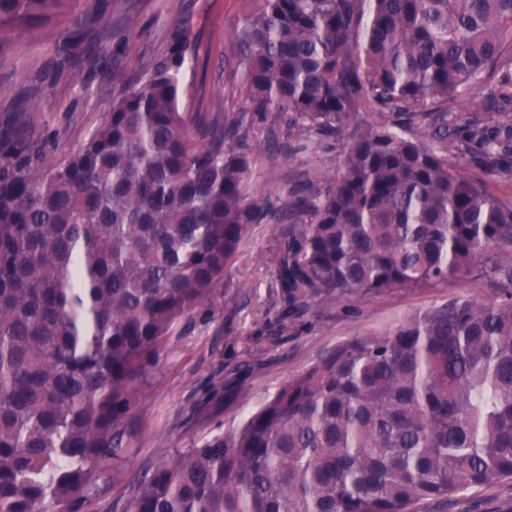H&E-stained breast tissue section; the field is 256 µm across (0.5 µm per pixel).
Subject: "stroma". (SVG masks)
Segmentation results:
<instances>
[{"mask_svg": "<svg viewBox=\"0 0 512 512\" xmlns=\"http://www.w3.org/2000/svg\"><path fill=\"white\" fill-rule=\"evenodd\" d=\"M112 16L103 65L59 68L56 42L87 0L70 10L13 33L0 45V84L32 100L30 120L48 142L54 162L67 160L102 123L113 99L150 72L169 47L170 34L188 29V67L179 88L184 112H237L244 97L224 71V57L250 0H107ZM342 143L311 138L306 149L279 162L260 152L255 189L272 196H298L307 179L328 184L338 169ZM279 243L273 225H259L242 248L243 257L217 285L209 302L177 325L158 365L137 380L138 405L123 424L124 461L108 469L84 512H108L120 499L132 470L157 458L161 448H183L216 422L239 420L245 410L270 398L289 378L337 344L387 330L433 304L468 297L493 299L492 284L452 277L435 288L368 294L311 308L287 334L276 337L259 314L268 300L272 258ZM229 379L233 388L222 387ZM447 512H512V479L455 495Z\"/></svg>", "mask_w": 512, "mask_h": 512, "instance_id": "obj_1", "label": "stroma"}]
</instances>
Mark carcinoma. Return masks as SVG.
Wrapping results in <instances>:
<instances>
[{
  "label": "carcinoma",
  "mask_w": 512,
  "mask_h": 512,
  "mask_svg": "<svg viewBox=\"0 0 512 512\" xmlns=\"http://www.w3.org/2000/svg\"><path fill=\"white\" fill-rule=\"evenodd\" d=\"M70 0H0L8 32ZM104 13L75 18L68 61ZM187 30L66 161L0 113V512H84L124 458L134 382L277 225L267 326L314 306L476 275L457 298L342 342L243 419L133 471L122 512H419L512 478V145L448 108L482 87L512 132V0H254L227 60L244 112L179 109ZM378 116L370 122L367 115ZM279 156L345 137L336 179L252 190L257 121ZM480 155L475 154V157H466L460 159L458 167L467 176H481L488 180L490 187L497 193V195L505 202H512V190L507 184L501 182V178L495 172L482 173L476 167V161L479 160Z\"/></svg>",
  "instance_id": "cac0c4a2"
}]
</instances>
